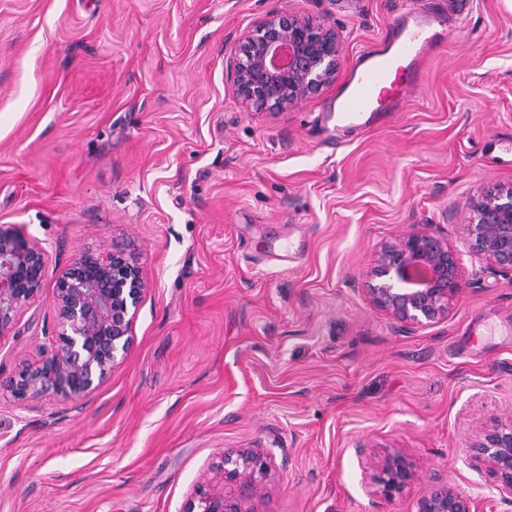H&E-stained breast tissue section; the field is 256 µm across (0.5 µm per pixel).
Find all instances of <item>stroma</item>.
I'll list each match as a JSON object with an SVG mask.
<instances>
[{
    "instance_id": "1",
    "label": "stroma",
    "mask_w": 512,
    "mask_h": 512,
    "mask_svg": "<svg viewBox=\"0 0 512 512\" xmlns=\"http://www.w3.org/2000/svg\"><path fill=\"white\" fill-rule=\"evenodd\" d=\"M456 29L394 117L329 142L339 83L284 112L238 99L236 36L286 10L336 27L341 74L404 0H0V224L49 252L0 335V512H417L431 478L512 512L468 446L512 418V274L464 249L468 203L512 183V0H426ZM425 224L460 250L447 319L402 332L363 290ZM122 245L150 292L84 399L5 385L56 328L55 282ZM405 449L391 503L357 453ZM259 448L256 494L223 454ZM183 512H242L237 501L224 497V494L200 493L189 499Z\"/></svg>"
}]
</instances>
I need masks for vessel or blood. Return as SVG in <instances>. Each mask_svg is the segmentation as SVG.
Returning <instances> with one entry per match:
<instances>
[{"instance_id": "vessel-or-blood-1", "label": "vessel or blood", "mask_w": 512, "mask_h": 512, "mask_svg": "<svg viewBox=\"0 0 512 512\" xmlns=\"http://www.w3.org/2000/svg\"><path fill=\"white\" fill-rule=\"evenodd\" d=\"M447 33L446 12L410 0L386 36L359 52L336 100V130H357L401 111L425 79L429 46Z\"/></svg>"}]
</instances>
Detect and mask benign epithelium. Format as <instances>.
I'll use <instances>...</instances> for the list:
<instances>
[{
  "label": "benign epithelium",
  "mask_w": 512,
  "mask_h": 512,
  "mask_svg": "<svg viewBox=\"0 0 512 512\" xmlns=\"http://www.w3.org/2000/svg\"><path fill=\"white\" fill-rule=\"evenodd\" d=\"M342 40L331 26L314 25L288 12L271 11L234 41L228 71L237 97L260 109L280 112L332 84L340 67ZM463 225L472 252L512 272V184L483 190L468 205ZM48 253L42 243L14 226L0 225V335L20 309L43 287ZM459 253L448 240L419 224L401 239L383 244L367 273L370 304L400 327L411 330L448 317L462 289ZM149 292L138 261L121 248L100 259L85 253L58 277L53 304L58 331L50 350L23 366L11 388L21 399L47 394L78 401L120 365L133 340L135 309ZM469 450L498 479L512 502V421L493 422L472 440ZM224 479L252 490L270 471L259 448L223 455ZM371 493L393 502L419 479L418 464L395 447L380 458L367 456ZM183 512H242L222 494L200 493ZM417 512H475L471 499L436 481L419 498Z\"/></svg>",
  "instance_id": "benign-epithelium-1"
}]
</instances>
